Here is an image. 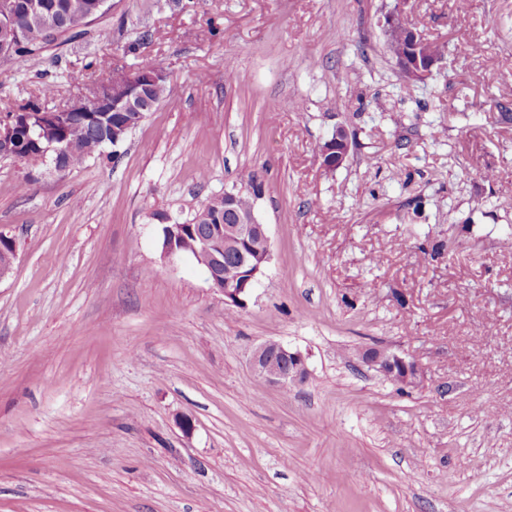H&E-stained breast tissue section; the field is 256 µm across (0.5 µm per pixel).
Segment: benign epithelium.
Masks as SVG:
<instances>
[{"label":"benign epithelium","mask_w":512,"mask_h":512,"mask_svg":"<svg viewBox=\"0 0 512 512\" xmlns=\"http://www.w3.org/2000/svg\"><path fill=\"white\" fill-rule=\"evenodd\" d=\"M54 9L44 4L29 13L16 10L12 0L0 3V57L10 58L20 42V34L28 25L40 26L46 34L56 33L58 23ZM419 33H414L407 45L394 52V61L402 76L409 82H423L432 75L434 67L443 62L441 58H425L419 53ZM168 78L161 67H149L129 72L115 71L107 84L99 87L91 101L84 104L85 112H102L117 108L123 113L140 111L139 102L144 90ZM29 125L24 112L0 119V155L13 156L12 147L16 130ZM59 126V115L55 112L40 114L39 136L48 139L47 150L54 152L55 160H61L67 153L63 140L55 134ZM350 151L346 130L337 128L321 146L322 165L333 170L341 166ZM241 190L233 187L224 190V210L235 214L231 224H220L219 240L203 237L193 224L173 225V240L163 244L162 255L173 259L191 254L184 244L175 239L192 237L198 247L212 254L214 258L226 250L233 251L237 261L224 266V272H211L208 281L212 288L224 294V302L232 305L244 304L245 297L254 287L258 276L270 259V239L266 225L259 222L256 212L239 213L234 203ZM363 360L369 366L390 380L404 386L415 385L422 375L419 364L398 352L389 349H372L364 353ZM254 372L272 385L284 390L306 380L308 375L305 357L279 342H265L253 352L251 359Z\"/></svg>","instance_id":"7a95c632"}]
</instances>
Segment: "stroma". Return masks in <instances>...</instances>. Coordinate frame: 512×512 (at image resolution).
Listing matches in <instances>:
<instances>
[{
    "mask_svg": "<svg viewBox=\"0 0 512 512\" xmlns=\"http://www.w3.org/2000/svg\"><path fill=\"white\" fill-rule=\"evenodd\" d=\"M400 6L446 45L423 83L387 51ZM89 30L0 60V107L89 62L169 93L80 167L0 158V512H512V0H110ZM247 172L271 259L230 308L158 217ZM267 341L305 382L254 373ZM350 151L348 134L343 127L337 128L321 146L322 165L329 170L340 167L347 159ZM251 363L259 377L284 390L303 382L308 375L305 357L279 342H265L258 346ZM363 356L366 364L404 386H414L422 375V368L414 359L389 349H372Z\"/></svg>",
    "mask_w": 512,
    "mask_h": 512,
    "instance_id": "1",
    "label": "stroma"
}]
</instances>
